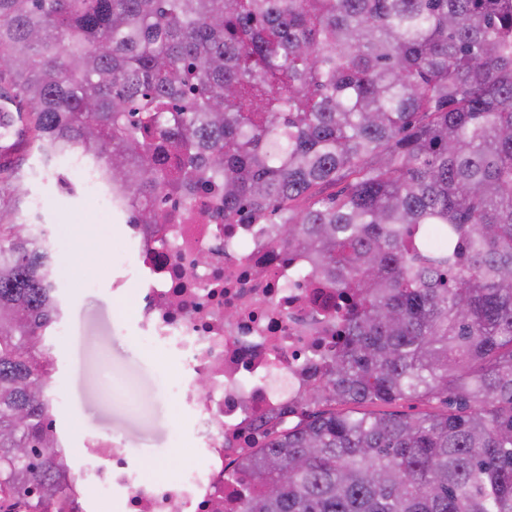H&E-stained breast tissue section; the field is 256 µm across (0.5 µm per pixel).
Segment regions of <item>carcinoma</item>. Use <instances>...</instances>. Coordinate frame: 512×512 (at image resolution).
I'll use <instances>...</instances> for the list:
<instances>
[{
  "label": "carcinoma",
  "instance_id": "obj_1",
  "mask_svg": "<svg viewBox=\"0 0 512 512\" xmlns=\"http://www.w3.org/2000/svg\"><path fill=\"white\" fill-rule=\"evenodd\" d=\"M18 124L139 224L223 183L224 223L277 216L349 295L298 421L242 459L243 512H512V0H0V140ZM4 189L25 200L0 154ZM48 276L0 223V487L41 499ZM399 400L449 410L349 409Z\"/></svg>",
  "mask_w": 512,
  "mask_h": 512
}]
</instances>
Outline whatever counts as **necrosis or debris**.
<instances>
[{
    "label": "necrosis or debris",
    "instance_id": "1",
    "mask_svg": "<svg viewBox=\"0 0 512 512\" xmlns=\"http://www.w3.org/2000/svg\"><path fill=\"white\" fill-rule=\"evenodd\" d=\"M54 166L104 221L125 227L123 250L109 261L114 288L132 301L137 338L160 352L167 392L191 409L194 450L148 478L111 435L56 436L49 460L66 490L64 512H95L101 500L115 512H241L253 480L245 472L229 480L226 469L262 448L272 424H287L320 378L344 297L306 277L300 253L274 243L269 225L225 223L223 187L198 185L169 199L167 223L135 224L81 155L59 154ZM201 377L209 390L199 397Z\"/></svg>",
    "mask_w": 512,
    "mask_h": 512
}]
</instances>
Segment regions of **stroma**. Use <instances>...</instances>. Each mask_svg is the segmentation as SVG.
Returning <instances> with one entry per match:
<instances>
[{"label": "stroma", "instance_id": "1", "mask_svg": "<svg viewBox=\"0 0 512 512\" xmlns=\"http://www.w3.org/2000/svg\"><path fill=\"white\" fill-rule=\"evenodd\" d=\"M9 157L26 176L31 196L42 198L45 224L58 227L67 242L63 270L69 287L60 289L66 335L56 348V369L47 393L62 392L61 433L110 434L137 455L148 475L171 466L187 449L175 426L179 405L163 388L159 358L123 330V313L107 273L109 249L120 246L124 228L99 224L93 202L81 195L61 197L53 177L32 176L42 161L17 133ZM94 278V287L83 284Z\"/></svg>", "mask_w": 512, "mask_h": 512}]
</instances>
